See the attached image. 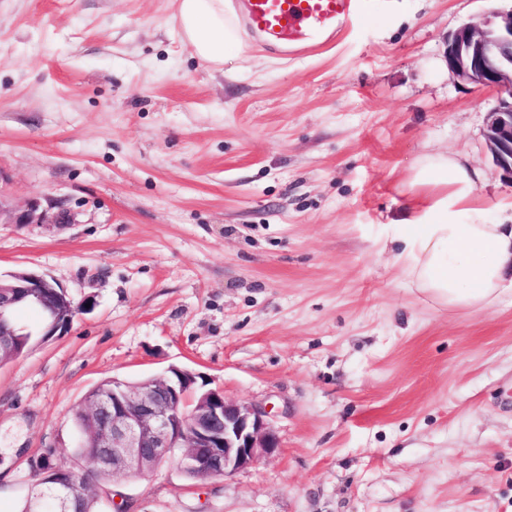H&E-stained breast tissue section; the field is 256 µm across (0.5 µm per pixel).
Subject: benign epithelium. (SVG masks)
I'll return each mask as SVG.
<instances>
[{
	"mask_svg": "<svg viewBox=\"0 0 512 512\" xmlns=\"http://www.w3.org/2000/svg\"><path fill=\"white\" fill-rule=\"evenodd\" d=\"M448 71L456 78L496 92L487 113L485 140L504 179L512 182V9L494 11L479 23H463L446 40ZM71 215L37 211L33 205L9 213L10 224H68ZM33 300L48 311V323L34 332L52 337L65 331L80 306L54 280L27 270L0 274V338L24 336L15 310ZM98 420L93 434L99 469L142 478L178 456L184 471L220 479L274 454L279 441L268 412L226 399L221 388L202 389L191 370L170 367L130 386L112 379V398L87 402ZM53 485L56 512H78L65 483L45 473Z\"/></svg>",
	"mask_w": 512,
	"mask_h": 512,
	"instance_id": "7a95c632",
	"label": "benign epithelium"
}]
</instances>
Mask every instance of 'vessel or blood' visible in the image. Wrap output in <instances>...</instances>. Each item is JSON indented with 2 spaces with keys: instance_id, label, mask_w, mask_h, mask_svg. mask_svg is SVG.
Wrapping results in <instances>:
<instances>
[{
  "instance_id": "obj_1",
  "label": "vessel or blood",
  "mask_w": 512,
  "mask_h": 512,
  "mask_svg": "<svg viewBox=\"0 0 512 512\" xmlns=\"http://www.w3.org/2000/svg\"><path fill=\"white\" fill-rule=\"evenodd\" d=\"M362 0H244L247 28L283 55L315 51L351 28Z\"/></svg>"
}]
</instances>
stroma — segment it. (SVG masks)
I'll list each match as a JSON object with an SVG mask.
<instances>
[{
    "instance_id": "stroma-1",
    "label": "stroma",
    "mask_w": 512,
    "mask_h": 512,
    "mask_svg": "<svg viewBox=\"0 0 512 512\" xmlns=\"http://www.w3.org/2000/svg\"><path fill=\"white\" fill-rule=\"evenodd\" d=\"M512 0H368L284 58L251 32L198 60L173 0H0V272L83 304L0 366V512L33 465L89 472L87 393L175 365L272 409L276 453L223 479L177 461L94 485L97 512H512V293L448 311L379 246L424 147H486L496 94L453 77L447 35ZM72 220L71 215L65 212L53 214L44 210L38 213L36 206L31 205L27 209L9 213L7 224H68Z\"/></svg>"
}]
</instances>
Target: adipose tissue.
Listing matches in <instances>:
<instances>
[{
	"instance_id": "adipose-tissue-1",
	"label": "adipose tissue",
	"mask_w": 512,
	"mask_h": 512,
	"mask_svg": "<svg viewBox=\"0 0 512 512\" xmlns=\"http://www.w3.org/2000/svg\"><path fill=\"white\" fill-rule=\"evenodd\" d=\"M182 35L204 63L219 67L242 32L224 0H174ZM482 173L446 151H424L409 176L418 203L395 225L392 258L441 307L482 310L512 289V225L494 224L476 194Z\"/></svg>"
}]
</instances>
